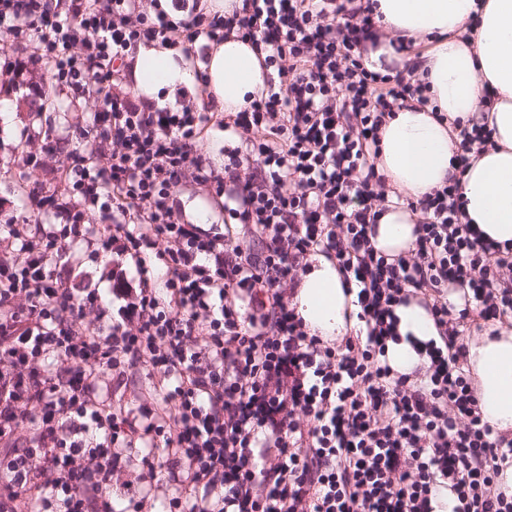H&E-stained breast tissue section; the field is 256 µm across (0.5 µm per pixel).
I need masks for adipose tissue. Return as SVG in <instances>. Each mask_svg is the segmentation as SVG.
I'll return each mask as SVG.
<instances>
[{
  "label": "adipose tissue",
  "mask_w": 512,
  "mask_h": 512,
  "mask_svg": "<svg viewBox=\"0 0 512 512\" xmlns=\"http://www.w3.org/2000/svg\"><path fill=\"white\" fill-rule=\"evenodd\" d=\"M376 14L388 42L368 53L366 64L380 70L391 40L410 47L414 76L426 83L431 107L408 105L397 110L380 131L374 160L391 189L421 199L451 176H459L464 215L488 241L512 243V0H376ZM135 95L154 97L159 89L189 85L196 76L178 61L170 44H137L127 55ZM268 72L249 43L228 34L214 45L207 68V90L226 112L246 107L260 95ZM449 118L488 114L495 145L473 160L464 173L452 164L456 150ZM416 217L387 205L371 242L376 250L397 255L412 248ZM310 333L339 340L359 326L354 293L346 292L336 264L312 256L294 298ZM400 341L387 342L385 360L394 373L407 374L423 358L416 343L435 338L431 315L418 303L397 306ZM467 365L477 381L484 421L495 430L512 432V329L480 335L466 345Z\"/></svg>",
  "instance_id": "1"
}]
</instances>
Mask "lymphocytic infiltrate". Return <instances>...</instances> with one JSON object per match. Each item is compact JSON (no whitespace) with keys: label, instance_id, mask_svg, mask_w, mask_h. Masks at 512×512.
<instances>
[{"label":"lymphocytic infiltrate","instance_id":"obj_1","mask_svg":"<svg viewBox=\"0 0 512 512\" xmlns=\"http://www.w3.org/2000/svg\"><path fill=\"white\" fill-rule=\"evenodd\" d=\"M1 30L34 45L14 78L45 73L97 107L18 157L61 175L35 201L53 223L0 225V512H433L440 486L453 512H512V436L483 420L465 367L466 332L512 327V246L463 223L459 178L414 201L376 173L386 119L430 99L411 65L367 67L371 7L242 0L175 19L147 0H0ZM232 31L271 71L245 109L118 91L138 42ZM436 118L458 169L494 143L487 123ZM216 129L238 140L220 170L202 152ZM187 184L223 198V231L185 218ZM389 203L417 216L398 255L370 241ZM88 251L105 264L79 283ZM317 251L357 290L360 326L337 342L292 304ZM412 301L437 336L427 367L399 375L385 345Z\"/></svg>","mask_w":512,"mask_h":512}]
</instances>
